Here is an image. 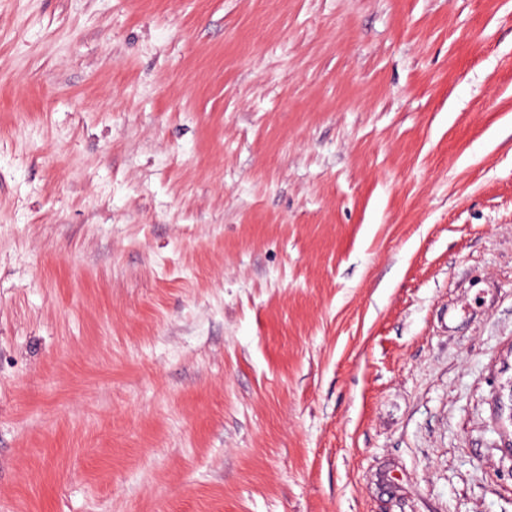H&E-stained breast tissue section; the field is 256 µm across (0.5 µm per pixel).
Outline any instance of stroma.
Returning <instances> with one entry per match:
<instances>
[{
	"instance_id": "1",
	"label": "stroma",
	"mask_w": 512,
	"mask_h": 512,
	"mask_svg": "<svg viewBox=\"0 0 512 512\" xmlns=\"http://www.w3.org/2000/svg\"><path fill=\"white\" fill-rule=\"evenodd\" d=\"M0 512H512V0H0Z\"/></svg>"
}]
</instances>
